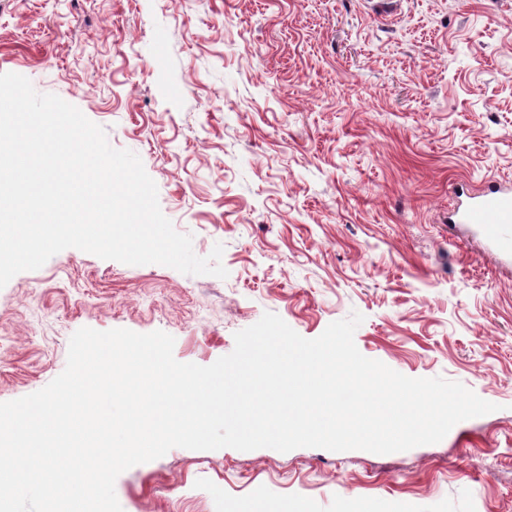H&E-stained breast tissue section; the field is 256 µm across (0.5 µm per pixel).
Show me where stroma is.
I'll use <instances>...</instances> for the list:
<instances>
[{"instance_id":"1","label":"stroma","mask_w":512,"mask_h":512,"mask_svg":"<svg viewBox=\"0 0 512 512\" xmlns=\"http://www.w3.org/2000/svg\"><path fill=\"white\" fill-rule=\"evenodd\" d=\"M0 73L136 153L227 278L68 248L0 288V402L80 328L163 331L207 366L273 312L307 339L360 313L362 355L495 412L390 454L173 448L123 512H512V259L448 213L512 182V0H0Z\"/></svg>"}]
</instances>
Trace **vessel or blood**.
<instances>
[{"label":"vessel or blood","instance_id":"obj_1","mask_svg":"<svg viewBox=\"0 0 512 512\" xmlns=\"http://www.w3.org/2000/svg\"><path fill=\"white\" fill-rule=\"evenodd\" d=\"M457 221L473 225L502 254L512 255V186L490 184L468 195Z\"/></svg>","mask_w":512,"mask_h":512}]
</instances>
